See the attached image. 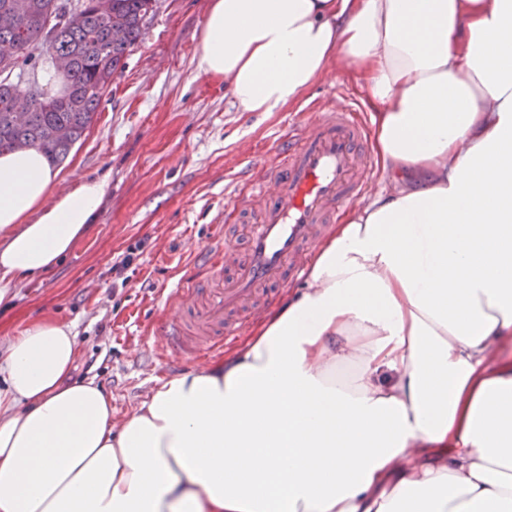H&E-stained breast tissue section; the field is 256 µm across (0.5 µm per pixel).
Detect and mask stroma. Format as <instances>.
Wrapping results in <instances>:
<instances>
[{"label": "stroma", "instance_id": "stroma-1", "mask_svg": "<svg viewBox=\"0 0 512 512\" xmlns=\"http://www.w3.org/2000/svg\"><path fill=\"white\" fill-rule=\"evenodd\" d=\"M208 7L209 0H155L90 128L58 167V193L80 178L106 180L94 223L50 272L0 298V338L44 317L73 325L81 356L72 376L104 387L117 422L156 379L204 368L189 354L158 359L151 331L172 319L165 300L195 273L193 252L216 244L224 225L253 223L224 205L265 177L277 134L306 106L341 92L369 109L358 85L334 71L280 111H237L223 81L197 68ZM138 242L134 274L114 286L113 262Z\"/></svg>", "mask_w": 512, "mask_h": 512}]
</instances>
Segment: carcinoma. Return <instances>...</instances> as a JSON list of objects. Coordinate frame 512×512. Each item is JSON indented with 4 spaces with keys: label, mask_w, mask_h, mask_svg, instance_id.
<instances>
[{
    "label": "carcinoma",
    "mask_w": 512,
    "mask_h": 512,
    "mask_svg": "<svg viewBox=\"0 0 512 512\" xmlns=\"http://www.w3.org/2000/svg\"><path fill=\"white\" fill-rule=\"evenodd\" d=\"M68 0H24L12 28H0V46L13 55L0 57V68L18 66L40 74L41 89L0 82V154L36 147L49 162L62 160L81 138L97 112L102 93L122 71L140 39L152 0H112L108 14L94 0H77L79 13L59 20ZM120 26L123 37L111 38ZM29 100L25 121L16 122L17 101ZM57 129L66 136L53 135Z\"/></svg>",
    "instance_id": "obj_1"
}]
</instances>
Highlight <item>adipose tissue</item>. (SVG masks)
<instances>
[{"mask_svg":"<svg viewBox=\"0 0 512 512\" xmlns=\"http://www.w3.org/2000/svg\"><path fill=\"white\" fill-rule=\"evenodd\" d=\"M392 192L348 209L224 357L121 428L69 324L0 342V512H512V0H211L199 71L276 112L328 69ZM0 156V289L50 271L105 184ZM349 365L350 378L336 369Z\"/></svg>","mask_w":512,"mask_h":512,"instance_id":"obj_1","label":"adipose tissue"}]
</instances>
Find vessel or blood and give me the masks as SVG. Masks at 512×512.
<instances>
[{
    "instance_id": "b4317fda",
    "label": "vessel or blood",
    "mask_w": 512,
    "mask_h": 512,
    "mask_svg": "<svg viewBox=\"0 0 512 512\" xmlns=\"http://www.w3.org/2000/svg\"><path fill=\"white\" fill-rule=\"evenodd\" d=\"M367 137L366 117L343 98L283 136L266 181L246 200L260 223L198 252L201 274L181 280L167 298L178 317L152 331L157 354L205 358L258 315L279 285L304 279L332 212L360 197L371 181Z\"/></svg>"
}]
</instances>
